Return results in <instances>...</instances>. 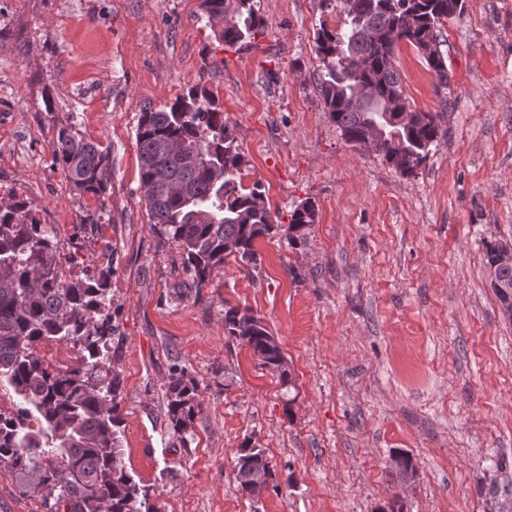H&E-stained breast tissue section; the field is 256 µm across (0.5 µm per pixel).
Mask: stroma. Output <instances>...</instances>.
<instances>
[{"label": "stroma", "instance_id": "stroma-1", "mask_svg": "<svg viewBox=\"0 0 512 512\" xmlns=\"http://www.w3.org/2000/svg\"><path fill=\"white\" fill-rule=\"evenodd\" d=\"M201 4L0 0V198L53 226L75 272L112 268L127 472L159 512H512V322L483 247L512 241V0H464L445 21L447 86L399 45L406 97L443 112L447 131L412 177L346 142L321 108L315 37L339 11L257 0L265 34L225 50ZM199 82L278 229L256 242L255 268L226 258L181 296L182 251L141 199L136 130ZM66 125L106 154L105 198L76 194L53 165ZM308 199L314 232L295 249L283 226ZM228 305L264 320L293 388L227 340ZM176 366L204 401L185 447L167 427ZM245 442L275 470L255 497L236 479Z\"/></svg>", "mask_w": 512, "mask_h": 512}]
</instances>
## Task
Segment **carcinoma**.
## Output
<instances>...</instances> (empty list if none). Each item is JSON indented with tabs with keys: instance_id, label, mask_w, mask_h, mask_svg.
Segmentation results:
<instances>
[{
	"instance_id": "carcinoma-1",
	"label": "carcinoma",
	"mask_w": 512,
	"mask_h": 512,
	"mask_svg": "<svg viewBox=\"0 0 512 512\" xmlns=\"http://www.w3.org/2000/svg\"><path fill=\"white\" fill-rule=\"evenodd\" d=\"M340 27L320 25L316 51L323 64L318 90L323 111L349 143L371 127L400 149L380 153L397 173L411 177L444 131L441 113L419 112L405 96L395 65L402 42L419 49L429 70L448 85L440 27L462 11L463 0H336ZM207 24L219 27L229 48L248 47L265 32L256 0H203ZM140 190L150 223L183 250L184 295L200 288L233 257L257 262L255 242L275 230L265 192L242 185L243 155L224 125V112L198 83L164 106L141 113L136 132ZM53 160L72 189L103 197L111 171L98 146L70 126L56 129ZM314 202L297 205L288 229L294 248L308 244L316 221ZM498 241L485 243L491 283L512 289V267L493 266ZM112 266L93 276L68 274L54 228L40 223L24 202L0 205V383L25 402L0 410V465L15 475L22 493L42 494L44 512H158L150 487L122 464L123 423L119 376L107 367L115 335L110 291ZM224 335L248 346L268 364L281 360L272 334L248 308H224ZM56 341L83 352L72 368H53L37 351ZM168 427L187 444L203 412L198 386L175 367L165 391ZM241 490L274 478L265 451L244 443L237 458Z\"/></svg>"
}]
</instances>
